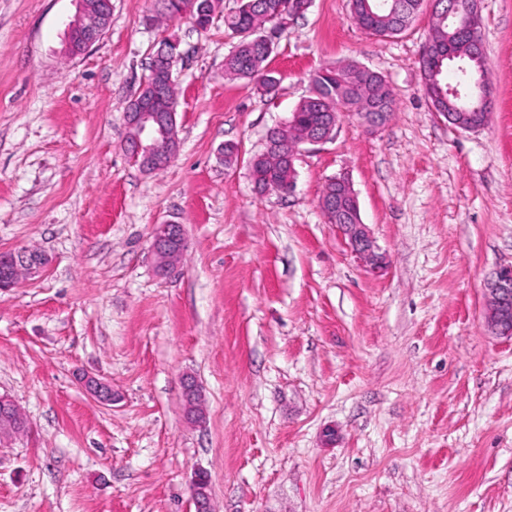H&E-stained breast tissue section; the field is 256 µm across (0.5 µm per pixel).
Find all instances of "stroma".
<instances>
[{"label": "stroma", "instance_id": "obj_1", "mask_svg": "<svg viewBox=\"0 0 512 512\" xmlns=\"http://www.w3.org/2000/svg\"><path fill=\"white\" fill-rule=\"evenodd\" d=\"M479 5L493 108L465 132L424 92L431 0L392 38L354 24L349 0H312L271 56L272 99L224 76L237 0L204 32L149 25L152 0H112L74 59L75 0H0V252L50 260L0 292V395L29 423L0 440V512H194L199 468L216 512H512V339L488 332L484 299L512 264V0ZM166 37L180 146L146 173L123 114ZM347 61L384 75L396 112L373 132L342 113L304 146L293 193L256 194L248 161L267 129L314 71ZM343 174L381 274L319 207ZM163 222L186 229L170 279L149 254Z\"/></svg>", "mask_w": 512, "mask_h": 512}]
</instances>
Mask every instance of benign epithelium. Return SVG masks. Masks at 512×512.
I'll use <instances>...</instances> for the list:
<instances>
[{
    "mask_svg": "<svg viewBox=\"0 0 512 512\" xmlns=\"http://www.w3.org/2000/svg\"><path fill=\"white\" fill-rule=\"evenodd\" d=\"M448 15L459 18L467 25L480 21L478 2L472 0L468 7L461 9L455 4L448 5ZM112 20V0H77V10L66 24L65 53L70 58L79 57L91 47ZM177 58V50L164 48L153 58L151 69L156 75H164L172 69ZM164 82L153 83L144 96L135 99L132 111L124 113L128 136L124 142L127 158L145 172H156L166 168L177 155L179 141L176 135V113L160 112L155 102L163 97L161 87ZM333 129L325 133L312 132L305 138L289 143V153L299 154L300 145L315 144L331 138ZM320 208L326 218L332 214L351 215L359 210V201L350 182L343 175L336 178V199H322ZM348 240L352 252L375 274L383 272L386 262L375 252L374 242L364 223L338 224ZM186 248L184 227L181 224L164 223L156 225L153 232L151 251L155 260V269L161 275L172 273L181 262L182 252ZM48 264V258L35 249L10 252L0 256V291L15 286L17 273L28 276L40 274ZM486 320L489 331L496 336L512 337V265L500 268L485 288ZM85 389L100 402H112V388L105 381L88 376L84 378ZM186 402V414L191 420L198 421L200 416L192 410L199 407L201 397L196 381L186 377L182 381ZM26 424L21 422L16 412V404L6 396H0V439L21 435ZM199 472H194L190 481L192 501L195 512H213L211 494L198 489Z\"/></svg>",
    "mask_w": 512,
    "mask_h": 512,
    "instance_id": "7a95c632",
    "label": "benign epithelium"
}]
</instances>
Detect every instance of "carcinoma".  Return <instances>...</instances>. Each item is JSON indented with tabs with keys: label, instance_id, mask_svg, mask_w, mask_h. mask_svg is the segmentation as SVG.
<instances>
[{
	"label": "carcinoma",
	"instance_id": "1",
	"mask_svg": "<svg viewBox=\"0 0 512 512\" xmlns=\"http://www.w3.org/2000/svg\"><path fill=\"white\" fill-rule=\"evenodd\" d=\"M156 19L175 20L177 14L192 8L203 29H208L221 0H154ZM422 0H350L353 20L367 34L388 38L404 33L418 15ZM448 0H438L431 14L429 34L425 41L428 56L420 57V67H438V86L446 91L462 86L463 78L478 76L481 64L469 54V43L481 39L480 30L467 31L456 27L445 16ZM304 0H239L237 9L224 16V28L236 45L224 57V76L247 80L266 93L276 90L280 79L268 68L275 47L255 38L277 26L288 12H299ZM454 58L445 57L448 51ZM309 95L292 110L290 118L301 134L327 126L340 117L337 105L354 98L360 105L347 107L360 120L375 108L390 114L396 111L394 95L382 74L356 63L324 67L311 78ZM288 123L267 132L263 150L248 161L249 174L257 191L270 182L278 188L288 186V179L297 177L296 167L288 161Z\"/></svg>",
	"mask_w": 512,
	"mask_h": 512
}]
</instances>
